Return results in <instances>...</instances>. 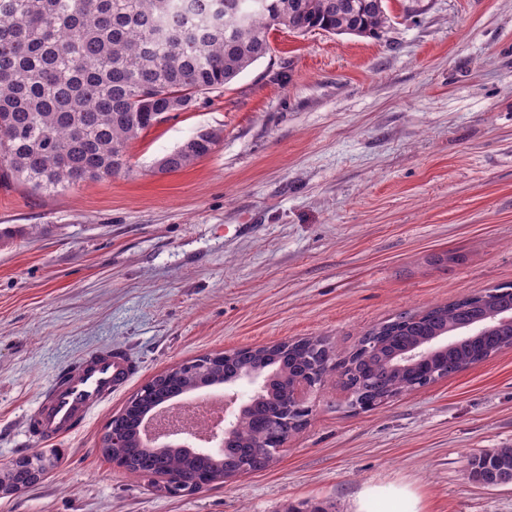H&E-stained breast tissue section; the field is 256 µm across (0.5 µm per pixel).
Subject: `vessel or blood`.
I'll return each instance as SVG.
<instances>
[{
	"mask_svg": "<svg viewBox=\"0 0 512 512\" xmlns=\"http://www.w3.org/2000/svg\"><path fill=\"white\" fill-rule=\"evenodd\" d=\"M140 368L122 347L108 346L57 374L26 418L30 438L55 442L73 434L112 395L124 390Z\"/></svg>",
	"mask_w": 512,
	"mask_h": 512,
	"instance_id": "1",
	"label": "vessel or blood"
}]
</instances>
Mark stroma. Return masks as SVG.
Here are the masks:
<instances>
[{"label": "stroma", "instance_id": "stroma-1", "mask_svg": "<svg viewBox=\"0 0 512 512\" xmlns=\"http://www.w3.org/2000/svg\"><path fill=\"white\" fill-rule=\"evenodd\" d=\"M388 0L381 37L272 32L273 51L150 128L128 173L0 187V512H512L470 457L512 447V348L351 410L333 382L270 465L172 496L98 450L143 384L196 356L368 329L512 283V0ZM202 128L220 144L158 162ZM117 345L125 391L60 442L27 437L52 377ZM41 463V456L39 452L33 451L30 455L24 456L13 465L3 476L4 480L9 485L17 487H28L40 478V475L44 472V467ZM29 465H35L38 468L39 476H33L31 474Z\"/></svg>", "mask_w": 512, "mask_h": 512}]
</instances>
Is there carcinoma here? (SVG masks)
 <instances>
[{
  "label": "carcinoma",
  "mask_w": 512,
  "mask_h": 512,
  "mask_svg": "<svg viewBox=\"0 0 512 512\" xmlns=\"http://www.w3.org/2000/svg\"><path fill=\"white\" fill-rule=\"evenodd\" d=\"M243 0H0V183L24 180L54 191L129 172L128 150L141 134L173 112L195 107L272 51L270 33L322 29L335 35L378 38L386 9L377 0H266L229 39L227 24ZM221 131L202 128L161 159L175 172L210 155ZM512 284L480 291L443 306L403 312L360 338L346 355L324 338L200 356L151 379L113 416L100 452L126 472L200 488L240 473L261 471L278 446L304 422L288 409L297 379L328 383L338 372L350 392L349 407L370 410L434 376L449 377L512 348ZM495 320L482 334L452 343L426 362L399 353L430 336H454L460 327ZM248 372L262 382L243 402L232 436L216 452L147 448L140 420L168 397L201 384L221 386ZM124 441L112 447L111 434ZM39 452L4 474L9 485L37 481ZM471 477L485 485L512 484V448L472 459Z\"/></svg>",
  "instance_id": "obj_1"
}]
</instances>
